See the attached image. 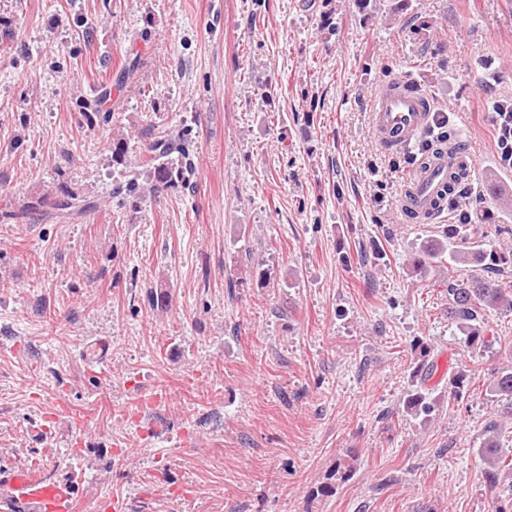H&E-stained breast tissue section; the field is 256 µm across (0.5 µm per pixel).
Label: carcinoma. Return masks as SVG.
I'll list each match as a JSON object with an SVG mask.
<instances>
[{
    "instance_id": "obj_1",
    "label": "carcinoma",
    "mask_w": 512,
    "mask_h": 512,
    "mask_svg": "<svg viewBox=\"0 0 512 512\" xmlns=\"http://www.w3.org/2000/svg\"><path fill=\"white\" fill-rule=\"evenodd\" d=\"M173 151V143L165 138L157 139L151 146L152 166L147 174V185L139 182V173H128L125 169L118 172V180L112 187L116 195L136 196L146 189L152 194L165 192L180 182L186 181L184 173L163 161ZM49 205L59 214H83L93 208V202L79 198L65 184L57 187L55 195H48L38 201V205ZM470 234L464 224L448 225V242H440L422 251L413 263V270L418 272L432 266L436 260L448 256L457 267L464 268L468 275L448 284V316L456 320L465 332L467 343L474 347L485 343L484 331L478 324L479 311H512V280L500 274V267L507 264V259L498 251H472L464 246ZM480 262L492 275L469 273V266ZM434 369L430 362L421 368L419 378L411 384V389L404 400L402 412L414 420L425 423L430 420L437 406V397L424 387V383ZM493 384L496 393L508 404L507 414L512 416V366L500 367ZM500 425L491 421L485 430V439L481 454L488 469L484 479L492 489L500 483L499 475L507 472L512 475V459L499 455Z\"/></svg>"
}]
</instances>
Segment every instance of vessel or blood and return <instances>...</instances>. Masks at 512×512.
<instances>
[{"instance_id":"vessel-or-blood-1","label":"vessel or blood","mask_w":512,"mask_h":512,"mask_svg":"<svg viewBox=\"0 0 512 512\" xmlns=\"http://www.w3.org/2000/svg\"><path fill=\"white\" fill-rule=\"evenodd\" d=\"M373 121L381 142L401 146L410 144L429 127L431 114L419 91L404 82L399 90L382 91ZM476 166L475 158L466 152H445L435 163L426 166L414 188L405 193L402 209L424 221L436 219L446 185L459 169L470 172ZM0 497L8 501L11 512H76L71 484L32 467L20 466L1 477Z\"/></svg>"}]
</instances>
